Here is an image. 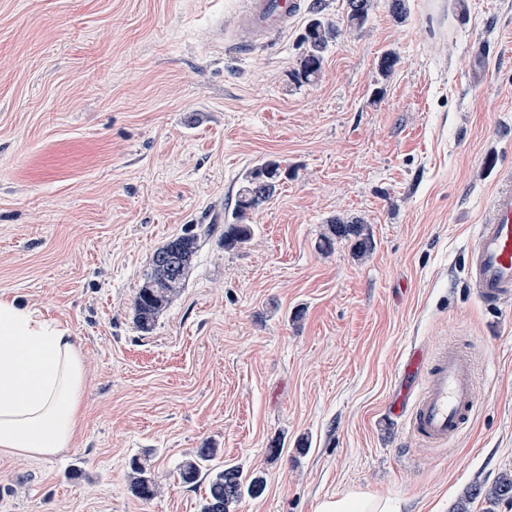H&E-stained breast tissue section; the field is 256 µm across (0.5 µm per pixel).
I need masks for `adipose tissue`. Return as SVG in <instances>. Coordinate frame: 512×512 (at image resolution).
Instances as JSON below:
<instances>
[{
	"instance_id": "ef3b65f1",
	"label": "adipose tissue",
	"mask_w": 512,
	"mask_h": 512,
	"mask_svg": "<svg viewBox=\"0 0 512 512\" xmlns=\"http://www.w3.org/2000/svg\"><path fill=\"white\" fill-rule=\"evenodd\" d=\"M86 371L66 329L0 300V451L55 455L80 431Z\"/></svg>"
}]
</instances>
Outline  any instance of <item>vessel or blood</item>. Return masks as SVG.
I'll list each match as a JSON object with an SVG mask.
<instances>
[{"label": "vessel or blood", "mask_w": 512, "mask_h": 512, "mask_svg": "<svg viewBox=\"0 0 512 512\" xmlns=\"http://www.w3.org/2000/svg\"><path fill=\"white\" fill-rule=\"evenodd\" d=\"M305 0H242L234 37L228 46L246 51L279 40L302 12ZM469 286L482 302H512V173L494 193L467 251ZM405 374L417 376L405 402L391 406L408 418L410 433L431 448H444L465 434L478 407L469 356L453 347L425 355L410 352Z\"/></svg>", "instance_id": "b4317fda"}]
</instances>
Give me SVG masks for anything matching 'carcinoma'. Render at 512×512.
Wrapping results in <instances>:
<instances>
[{"instance_id":"1","label":"carcinoma","mask_w":512,"mask_h":512,"mask_svg":"<svg viewBox=\"0 0 512 512\" xmlns=\"http://www.w3.org/2000/svg\"><path fill=\"white\" fill-rule=\"evenodd\" d=\"M373 8V0H347V26L359 29L364 26ZM333 25L321 18L312 19L305 27L302 37L304 50L298 67L292 73L295 84H309L320 75L324 53L333 39ZM280 165L265 160L249 169L242 177V188L236 200L231 220L224 225V248H233L247 243L253 229L248 220L275 193L279 186ZM347 242L357 256L372 248L371 237L365 225L358 220L338 217L326 225L320 238V247L330 250L336 242ZM199 248L198 235L185 232L158 247L152 254L149 270L133 299L134 322L142 333L153 331L161 312L172 298L185 287V283ZM216 457L213 448H199L194 458L180 469V480L184 485H193L199 474ZM131 490L143 500L151 499L156 492L154 476L139 461L130 463ZM207 495L201 512H232L244 496L258 497L265 489V478L259 474L247 475L238 467L226 465L211 468ZM482 498L490 504L512 499V475L503 474L486 487L476 484L466 491L465 499Z\"/></svg>"}]
</instances>
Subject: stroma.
<instances>
[{
  "mask_svg": "<svg viewBox=\"0 0 512 512\" xmlns=\"http://www.w3.org/2000/svg\"><path fill=\"white\" fill-rule=\"evenodd\" d=\"M388 3L350 30L347 0H308L242 54L216 39L240 0H0V299L67 328L86 366L78 442L0 451V512H200L209 474L178 473L207 445L266 480L234 512L354 492L391 512H512L465 500L512 474V304L485 307L463 264L512 172V0H407L401 20ZM315 17L343 31L297 86ZM262 159L280 187L225 248ZM339 216L370 251L319 250ZM192 224L186 286L141 333L152 253ZM445 344L471 352L480 403L466 434L426 448L388 408L413 383L407 352ZM135 457L152 500L130 490ZM76 465L93 479L72 483Z\"/></svg>",
  "mask_w": 512,
  "mask_h": 512,
  "instance_id": "35a3bbf8",
  "label": "stroma"
}]
</instances>
